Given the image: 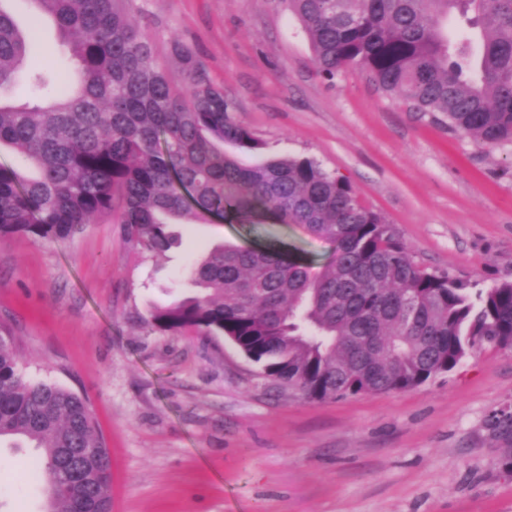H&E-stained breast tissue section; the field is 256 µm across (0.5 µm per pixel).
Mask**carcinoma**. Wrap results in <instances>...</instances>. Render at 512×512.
Segmentation results:
<instances>
[{"mask_svg":"<svg viewBox=\"0 0 512 512\" xmlns=\"http://www.w3.org/2000/svg\"><path fill=\"white\" fill-rule=\"evenodd\" d=\"M0 0V242L68 239L105 218L140 253L177 247L171 225L292 224L329 243L317 272L283 245H218L189 269L194 295L149 313L161 332L224 336L281 388L313 400L404 392L474 349H512V281L477 294L415 263L392 225L307 157L270 159L224 86L176 43L175 93L125 0H38L75 62L56 84L25 68L31 34ZM318 74L361 66L377 88L483 145L512 142V0H289ZM480 29L476 50L448 19ZM27 69L31 101L6 100ZM254 157L249 165L224 150ZM512 470V411L488 423ZM40 450L45 512H109V459L86 399L20 372L0 337V439Z\"/></svg>","mask_w":512,"mask_h":512,"instance_id":"1","label":"carcinoma"}]
</instances>
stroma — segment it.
Segmentation results:
<instances>
[{
  "instance_id": "35a3bbf8",
  "label": "stroma",
  "mask_w": 512,
  "mask_h": 512,
  "mask_svg": "<svg viewBox=\"0 0 512 512\" xmlns=\"http://www.w3.org/2000/svg\"><path fill=\"white\" fill-rule=\"evenodd\" d=\"M175 89L173 42L223 85L272 157H308L392 224L413 260L480 291L512 281V142L483 146L414 111L354 66L317 73L286 0H131ZM139 253L100 221L66 240L0 243V336L26 379L84 397L110 457V512H512L486 423L512 408V351H472L405 392L312 401L273 388L230 341L159 332L149 311L185 293L214 245L331 246L285 224L181 225ZM41 463L0 446V512H41Z\"/></svg>"
}]
</instances>
